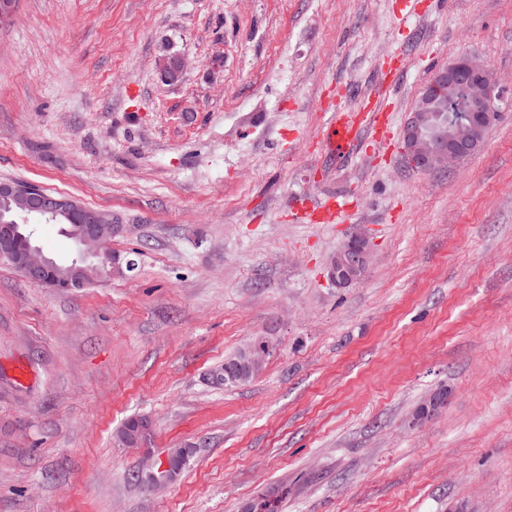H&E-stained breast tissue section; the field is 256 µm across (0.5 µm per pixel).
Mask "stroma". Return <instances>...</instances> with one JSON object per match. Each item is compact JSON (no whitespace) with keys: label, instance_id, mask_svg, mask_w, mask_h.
<instances>
[{"label":"stroma","instance_id":"stroma-1","mask_svg":"<svg viewBox=\"0 0 512 512\" xmlns=\"http://www.w3.org/2000/svg\"><path fill=\"white\" fill-rule=\"evenodd\" d=\"M400 2L20 0L0 182L121 216L110 248L137 267L56 290L0 260V512H512V0ZM464 54L501 117L459 166L410 170L408 112ZM333 110L358 117L353 156L325 144ZM328 197L349 216L295 220ZM356 224L370 270L338 288ZM255 336L260 374L214 387ZM187 445L174 484L132 480Z\"/></svg>","mask_w":512,"mask_h":512}]
</instances>
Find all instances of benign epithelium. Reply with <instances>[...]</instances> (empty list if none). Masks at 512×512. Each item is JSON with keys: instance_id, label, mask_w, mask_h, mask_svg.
<instances>
[{"instance_id": "obj_1", "label": "benign epithelium", "mask_w": 512, "mask_h": 512, "mask_svg": "<svg viewBox=\"0 0 512 512\" xmlns=\"http://www.w3.org/2000/svg\"><path fill=\"white\" fill-rule=\"evenodd\" d=\"M184 61L164 58L159 63L161 76L176 80ZM498 92L484 63L464 55L439 69L435 81L424 87L403 129V153L409 164L420 173H435L455 167L474 153L484 142L489 129L499 120L494 107ZM466 120L469 135L448 137L447 129ZM0 192L25 213L49 218L64 216L78 227L76 242L80 258L62 272L56 261L33 244L20 224L0 222V258L16 265L29 281L48 288L68 290L85 285V265L101 262L110 266L99 278L122 277L134 269L132 260L121 261L107 248L109 239L127 232V225L118 217L85 208L72 197L48 193L39 187H4ZM371 242L359 225L353 227L347 240L337 251L328 267V278L337 288H347L363 279L369 271ZM265 336H255L245 347L242 357L224 365V381L241 379L246 371L261 367L265 362ZM187 449L176 448L165 459L140 465L142 479L152 489L168 486L177 480Z\"/></svg>"}]
</instances>
